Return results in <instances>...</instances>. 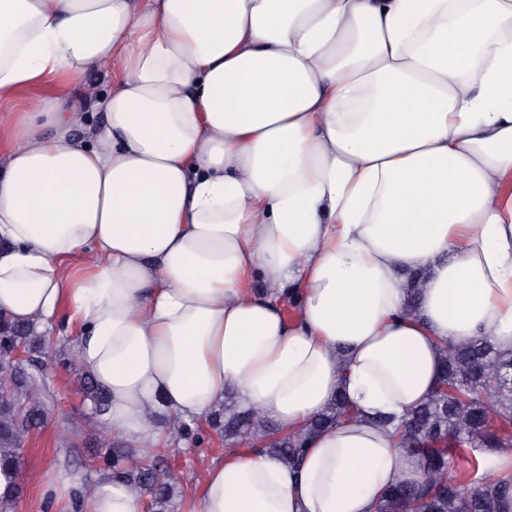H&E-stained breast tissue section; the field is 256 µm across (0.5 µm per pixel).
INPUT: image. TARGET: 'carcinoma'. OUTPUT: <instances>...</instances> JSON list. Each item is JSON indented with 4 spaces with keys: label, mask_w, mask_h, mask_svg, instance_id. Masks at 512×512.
I'll return each instance as SVG.
<instances>
[{
    "label": "carcinoma",
    "mask_w": 512,
    "mask_h": 512,
    "mask_svg": "<svg viewBox=\"0 0 512 512\" xmlns=\"http://www.w3.org/2000/svg\"><path fill=\"white\" fill-rule=\"evenodd\" d=\"M32 337V325L17 324L0 314V470L8 482L0 504L19 494L23 436L43 416V382L33 372L35 360H8L19 345L31 352ZM85 389L95 416H106L109 397L90 381ZM354 413L340 393L326 412L303 431L292 433L275 427L259 408L240 406L236 394L226 391L224 408L210 415L209 424L226 449L262 445L296 465L313 434L342 424ZM397 440L405 454L419 459L422 476L389 490L378 512H512V473L477 482L470 470L456 466L450 452L452 444L473 450L490 448L494 441L512 446V353L498 350L486 337L445 348L438 385L400 418ZM98 448L103 460L112 463V476L127 484L147 509L169 502L178 492L179 482L167 457L148 459L121 451L108 427L98 436Z\"/></svg>",
    "instance_id": "cac0c4a2"
}]
</instances>
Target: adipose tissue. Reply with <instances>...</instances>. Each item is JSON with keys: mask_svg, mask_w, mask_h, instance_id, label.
<instances>
[{"mask_svg": "<svg viewBox=\"0 0 512 512\" xmlns=\"http://www.w3.org/2000/svg\"><path fill=\"white\" fill-rule=\"evenodd\" d=\"M27 95L0 119V312L71 309L113 435L159 447L150 410L228 390L298 432L343 392L360 417L299 465L210 462L197 512H377L420 479L375 411L421 404L446 345L512 351V0H0V102ZM52 492L140 512L107 474Z\"/></svg>", "mask_w": 512, "mask_h": 512, "instance_id": "adipose-tissue-1", "label": "adipose tissue"}]
</instances>
